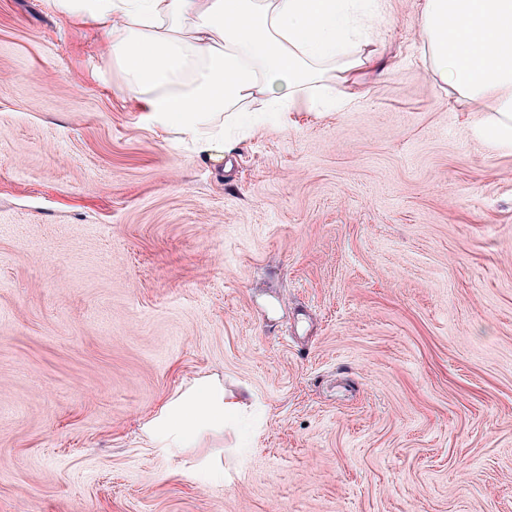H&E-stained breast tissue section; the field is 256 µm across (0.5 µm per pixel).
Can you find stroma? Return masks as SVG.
Returning a JSON list of instances; mask_svg holds the SVG:
<instances>
[{"instance_id":"35a3bbf8","label":"stroma","mask_w":512,"mask_h":512,"mask_svg":"<svg viewBox=\"0 0 512 512\" xmlns=\"http://www.w3.org/2000/svg\"><path fill=\"white\" fill-rule=\"evenodd\" d=\"M422 5L355 39L349 107L252 102L212 159L0 0V512H512V143ZM206 377L238 420L162 454Z\"/></svg>"}]
</instances>
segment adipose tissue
<instances>
[{"instance_id": "adipose-tissue-1", "label": "adipose tissue", "mask_w": 512, "mask_h": 512, "mask_svg": "<svg viewBox=\"0 0 512 512\" xmlns=\"http://www.w3.org/2000/svg\"><path fill=\"white\" fill-rule=\"evenodd\" d=\"M70 21L91 25L109 45L122 86L160 127L196 140H223L218 119L257 98L277 110L299 105L340 61L357 82L366 58L349 59L383 0H48ZM421 29L432 70L463 97L483 100L490 130L512 140V0H424ZM238 404L200 380L144 426L160 452L177 455L233 423Z\"/></svg>"}]
</instances>
